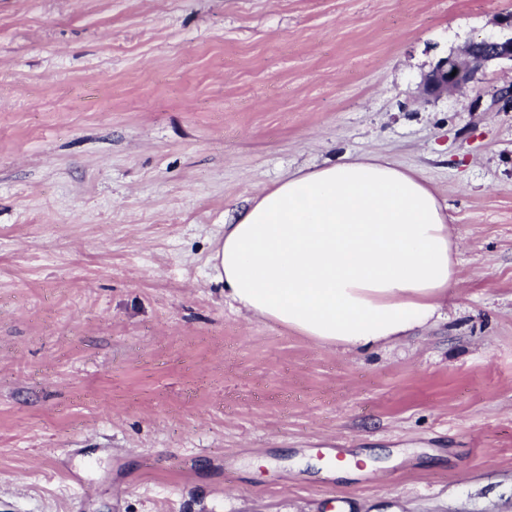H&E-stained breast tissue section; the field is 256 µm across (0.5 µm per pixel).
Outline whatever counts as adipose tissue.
<instances>
[{"instance_id": "adipose-tissue-1", "label": "adipose tissue", "mask_w": 512, "mask_h": 512, "mask_svg": "<svg viewBox=\"0 0 512 512\" xmlns=\"http://www.w3.org/2000/svg\"><path fill=\"white\" fill-rule=\"evenodd\" d=\"M211 261L240 311L348 351L443 319L457 275L447 204L371 156L295 171L248 199Z\"/></svg>"}]
</instances>
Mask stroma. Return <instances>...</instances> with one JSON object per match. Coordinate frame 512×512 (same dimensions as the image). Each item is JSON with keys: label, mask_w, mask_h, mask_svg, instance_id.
Instances as JSON below:
<instances>
[{"label": "stroma", "mask_w": 512, "mask_h": 512, "mask_svg": "<svg viewBox=\"0 0 512 512\" xmlns=\"http://www.w3.org/2000/svg\"><path fill=\"white\" fill-rule=\"evenodd\" d=\"M510 14L0 0V512H512V62L424 92ZM369 154L448 206L447 318L355 352L225 302V211Z\"/></svg>", "instance_id": "stroma-1"}]
</instances>
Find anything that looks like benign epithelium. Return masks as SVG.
<instances>
[{
	"instance_id": "1",
	"label": "benign epithelium",
	"mask_w": 512,
	"mask_h": 512,
	"mask_svg": "<svg viewBox=\"0 0 512 512\" xmlns=\"http://www.w3.org/2000/svg\"><path fill=\"white\" fill-rule=\"evenodd\" d=\"M492 51L482 57L467 54L464 61L449 57L439 64L424 83L425 91L434 96L451 94L468 84L488 62L508 59L512 61V38L487 41Z\"/></svg>"
}]
</instances>
